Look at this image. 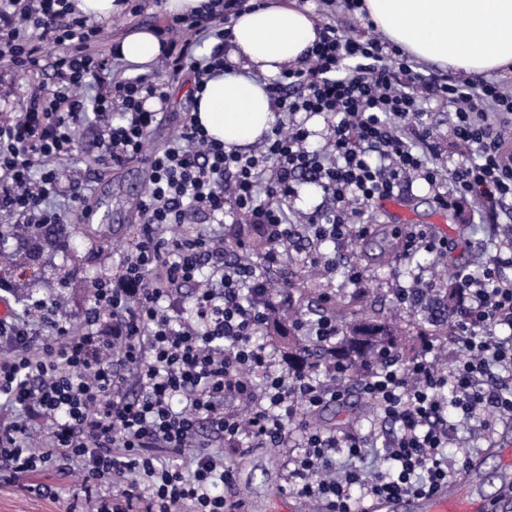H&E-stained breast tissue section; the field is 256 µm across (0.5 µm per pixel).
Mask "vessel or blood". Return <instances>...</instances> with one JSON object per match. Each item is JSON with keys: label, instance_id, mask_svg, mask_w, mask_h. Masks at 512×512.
<instances>
[{"label": "vessel or blood", "instance_id": "obj_1", "mask_svg": "<svg viewBox=\"0 0 512 512\" xmlns=\"http://www.w3.org/2000/svg\"><path fill=\"white\" fill-rule=\"evenodd\" d=\"M408 512H483L484 503L473 496L467 478H460L448 488L434 495H403L398 498H380L361 505V512H392L395 506Z\"/></svg>", "mask_w": 512, "mask_h": 512}]
</instances>
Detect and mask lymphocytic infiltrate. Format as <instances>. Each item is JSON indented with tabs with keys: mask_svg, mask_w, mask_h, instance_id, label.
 Instances as JSON below:
<instances>
[{
	"mask_svg": "<svg viewBox=\"0 0 512 512\" xmlns=\"http://www.w3.org/2000/svg\"><path fill=\"white\" fill-rule=\"evenodd\" d=\"M261 0H211L207 12L177 15L156 29L166 77L113 74L115 55L95 54L89 18L71 0H0V58L26 79L25 90L0 85V213L41 229L63 227L54 196L79 198L82 179L58 165L76 129L92 115L97 161L120 167L140 160L148 186L138 205L136 239L117 277L96 282L80 326L56 320L54 304L28 299L0 320V481L42 495L35 474L84 473L83 493L94 512H242L226 495L235 463L252 447L284 448L298 430V454L286 461L289 492L322 503L324 512H357L360 504L400 493L432 494L466 465L446 448L464 419L512 421V239L474 275H457L463 297L450 343V367L437 368L432 346L407 369L388 363L357 381L378 417L396 425L388 441L391 466L363 473L358 462L371 435H339L310 427L304 416L343 397L341 380L320 381L311 370L279 366L256 337L266 324L271 286L261 272L225 252L206 228L232 211L269 235L267 265L282 261L291 235L283 201L305 181L334 202L305 219L315 236L342 243L367 236L351 204L394 197L413 179L447 181L440 208L482 200V221L512 198V86L495 79L447 76L422 80L395 45L380 37L339 34L324 25L298 66L267 82L280 120L249 151L209 138L193 115L166 147H148L164 114L172 82L191 77L202 90L228 71V16ZM209 54L197 55L202 41ZM53 70L58 86L44 94L37 79ZM453 110L456 146L472 156L449 171L435 166L440 146L424 119V102ZM329 119L323 143L312 144L304 116ZM194 286L190 307L178 296ZM53 328L46 336L41 326ZM247 404L240 414L239 404ZM207 426L222 444L202 439ZM40 446L28 443L31 430Z\"/></svg>",
	"mask_w": 512,
	"mask_h": 512,
	"instance_id": "obj_1",
	"label": "lymphocytic infiltrate"
}]
</instances>
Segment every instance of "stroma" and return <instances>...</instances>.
<instances>
[{
  "mask_svg": "<svg viewBox=\"0 0 512 512\" xmlns=\"http://www.w3.org/2000/svg\"><path fill=\"white\" fill-rule=\"evenodd\" d=\"M167 16L163 0H144V10L138 16H124L120 21H99L100 34L96 47L111 50L122 39L142 28L162 23ZM190 81L173 87V98L164 121L156 126L150 137L151 147H159L175 137L182 126L185 112L191 111ZM95 152L93 135L85 130L78 134L71 153L63 161L74 169H92L90 207L108 212L112 232L96 233L93 225L84 223L80 201L61 199V206L69 211V224L64 230L45 229L39 238L24 240L12 234L15 219L0 216V251L15 255L18 270L25 276L18 282V297L34 296L48 301L63 302L62 319L79 325L89 304L90 294L85 284L118 273L120 262L137 233L136 204L146 187L143 165L134 163L123 170L105 166L89 167L88 159ZM414 223L431 226L433 231L448 243V250L438 256L436 264L428 261H411L401 256L390 257L388 262L377 264L360 255V243H353L351 260L362 274L361 283L350 282L344 270L324 272L315 279H308L311 269L308 255L333 251L330 243L317 241L305 224L293 226L288 251L281 266L288 282L307 281L309 290L302 298V305H317L324 293L364 292L373 311L390 314L393 290L396 285H411L414 276L422 280L441 282L445 272L473 273L490 253L491 247L481 224L472 220L480 205L471 201L462 213L440 209L434 192L421 180H414L401 195ZM370 410L360 395L355 382H347L341 401L322 408L314 422L320 427L344 431L367 430ZM470 449L473 458L472 491L486 498L487 512H498L497 499L504 491L512 489V467H503L490 454V445L481 441L471 443L467 430H460L457 443L449 445V456H459L462 449ZM287 470L285 451L281 448H249L240 460L233 492L245 502V512H270L272 498L285 483ZM43 483L59 490L58 498L40 497L16 486L0 482V512H67L72 495L81 488L80 473L59 477L53 471L42 474Z\"/></svg>",
  "mask_w": 512,
  "mask_h": 512,
  "instance_id": "35a3bbf8",
  "label": "stroma"
}]
</instances>
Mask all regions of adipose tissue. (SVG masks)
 Returning <instances> with one entry per match:
<instances>
[{
  "label": "adipose tissue",
  "mask_w": 512,
  "mask_h": 512,
  "mask_svg": "<svg viewBox=\"0 0 512 512\" xmlns=\"http://www.w3.org/2000/svg\"><path fill=\"white\" fill-rule=\"evenodd\" d=\"M375 27L407 55L465 74L512 70V0H363ZM315 19L292 0H267L231 21L227 58L234 69L211 78L193 113L212 139L245 148L271 134L275 108L250 70L274 77L298 65L319 37ZM162 46L152 31L120 43L119 57L145 72Z\"/></svg>",
  "instance_id": "adipose-tissue-1"
}]
</instances>
